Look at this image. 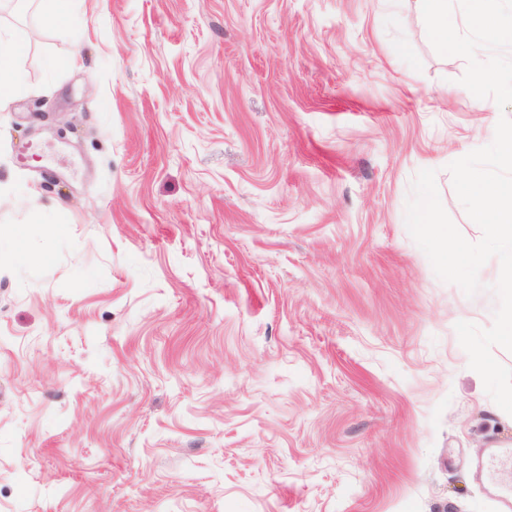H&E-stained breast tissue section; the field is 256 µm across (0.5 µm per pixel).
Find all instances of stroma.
<instances>
[{
    "instance_id": "35a3bbf8",
    "label": "stroma",
    "mask_w": 512,
    "mask_h": 512,
    "mask_svg": "<svg viewBox=\"0 0 512 512\" xmlns=\"http://www.w3.org/2000/svg\"><path fill=\"white\" fill-rule=\"evenodd\" d=\"M0 108V512H512V445L404 220L499 108L418 0H72ZM21 229L20 239L9 232Z\"/></svg>"
}]
</instances>
